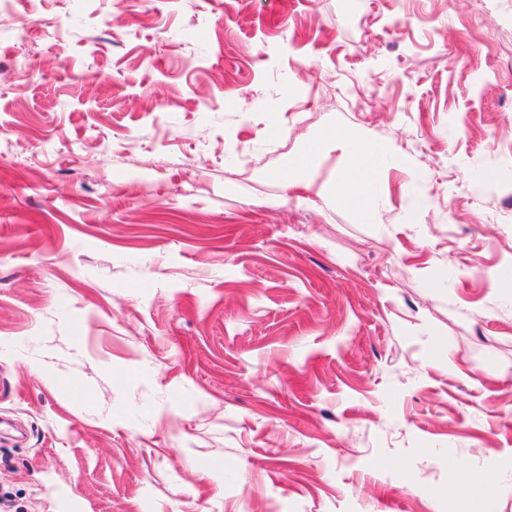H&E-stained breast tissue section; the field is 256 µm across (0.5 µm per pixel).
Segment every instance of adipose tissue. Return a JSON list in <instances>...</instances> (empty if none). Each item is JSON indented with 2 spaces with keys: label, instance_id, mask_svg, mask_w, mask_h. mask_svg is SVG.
Listing matches in <instances>:
<instances>
[{
  "label": "adipose tissue",
  "instance_id": "obj_1",
  "mask_svg": "<svg viewBox=\"0 0 512 512\" xmlns=\"http://www.w3.org/2000/svg\"><path fill=\"white\" fill-rule=\"evenodd\" d=\"M340 139L352 145L353 151L348 167L336 185V195L349 206L367 209L382 165L383 151L378 144L361 140L349 130L342 131Z\"/></svg>",
  "mask_w": 512,
  "mask_h": 512
}]
</instances>
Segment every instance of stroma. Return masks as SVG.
Wrapping results in <instances>:
<instances>
[{"instance_id":"stroma-1","label":"stroma","mask_w":512,"mask_h":512,"mask_svg":"<svg viewBox=\"0 0 512 512\" xmlns=\"http://www.w3.org/2000/svg\"><path fill=\"white\" fill-rule=\"evenodd\" d=\"M2 67L8 512H512V0H19ZM345 128L365 212L278 176ZM340 140L352 145L353 151L348 167L336 185V195L349 206L367 210L382 165L383 151L375 142L362 141L350 130H343ZM468 474L467 493L459 498L460 512H484L488 500L496 493L494 483L482 473L464 467Z\"/></svg>"}]
</instances>
